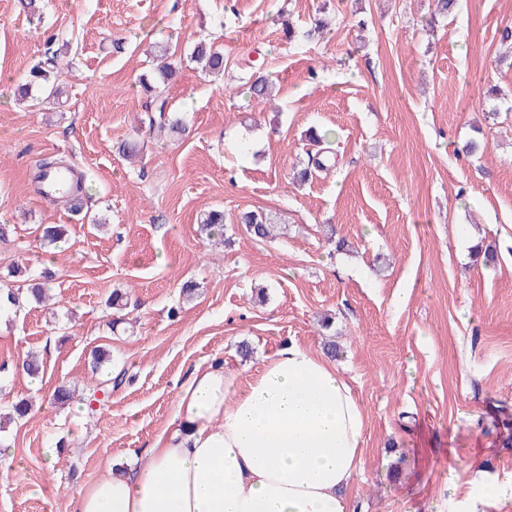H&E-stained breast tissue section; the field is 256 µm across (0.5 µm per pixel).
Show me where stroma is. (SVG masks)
<instances>
[{
    "label": "stroma",
    "mask_w": 512,
    "mask_h": 512,
    "mask_svg": "<svg viewBox=\"0 0 512 512\" xmlns=\"http://www.w3.org/2000/svg\"><path fill=\"white\" fill-rule=\"evenodd\" d=\"M39 3L35 19L0 0V288L18 287L16 264H51L55 307L0 316V398L33 403L0 432V512H70L107 464L137 465L194 369L246 375L291 341L336 342L362 405L356 512H456L480 476L497 486L481 512H512V0H459L444 17L433 0ZM317 15L331 30L310 41ZM202 39L223 49V76L189 61ZM155 43L181 63L165 88L179 134L140 123ZM49 44L69 64L61 107L18 103ZM258 69L274 101L250 97ZM312 128L337 156L296 183ZM131 139L133 164L117 151ZM471 141L484 151L465 154ZM49 156L83 174L80 211L38 196L35 164ZM217 206L222 243L199 232ZM257 209L284 234L252 240L236 217ZM46 224L69 230L52 251ZM479 243L495 265L472 261ZM116 289L121 311L106 305ZM116 317L127 328L110 330ZM97 348L135 380L93 408ZM30 351L36 383L17 367ZM62 385L75 397L59 409Z\"/></svg>",
    "instance_id": "35a3bbf8"
}]
</instances>
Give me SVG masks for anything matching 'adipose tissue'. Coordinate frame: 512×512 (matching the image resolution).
I'll use <instances>...</instances> for the list:
<instances>
[{
    "mask_svg": "<svg viewBox=\"0 0 512 512\" xmlns=\"http://www.w3.org/2000/svg\"><path fill=\"white\" fill-rule=\"evenodd\" d=\"M147 460L80 489L71 512H353L364 411L340 368L296 342L246 385L194 372Z\"/></svg>",
    "mask_w": 512,
    "mask_h": 512,
    "instance_id": "obj_1",
    "label": "adipose tissue"
}]
</instances>
